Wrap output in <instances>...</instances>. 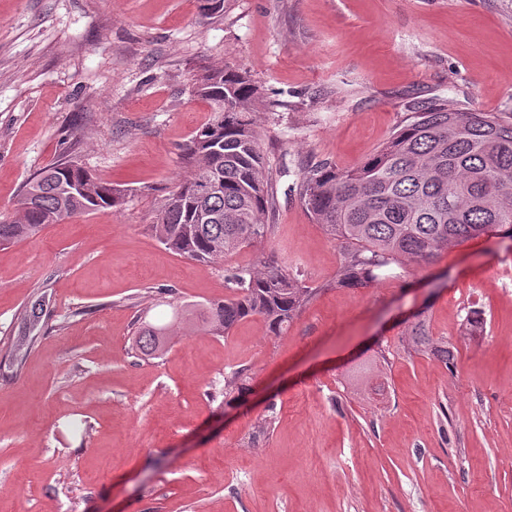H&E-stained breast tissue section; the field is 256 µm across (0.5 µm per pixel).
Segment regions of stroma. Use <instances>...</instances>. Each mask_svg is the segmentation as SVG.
I'll return each mask as SVG.
<instances>
[{"mask_svg": "<svg viewBox=\"0 0 512 512\" xmlns=\"http://www.w3.org/2000/svg\"><path fill=\"white\" fill-rule=\"evenodd\" d=\"M0 0V216L66 158L125 189L121 210L0 246V512H512V239L482 235L361 288L286 189L303 163L361 165L409 99L512 111V0ZM248 71L279 194L272 252L316 293L288 330L174 337L138 321L230 296L224 267L152 234L208 121L205 69ZM48 308L17 338L31 300ZM425 311L450 364L403 333ZM480 312L477 338L462 336ZM251 389L224 402V376Z\"/></svg>", "mask_w": 512, "mask_h": 512, "instance_id": "stroma-1", "label": "stroma"}]
</instances>
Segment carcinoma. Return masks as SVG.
Returning a JSON list of instances; mask_svg holds the SVG:
<instances>
[{"instance_id":"cac0c4a2","label":"carcinoma","mask_w":512,"mask_h":512,"mask_svg":"<svg viewBox=\"0 0 512 512\" xmlns=\"http://www.w3.org/2000/svg\"><path fill=\"white\" fill-rule=\"evenodd\" d=\"M212 118L182 146L187 174L155 210L151 230L186 258L218 263L270 230L277 208L256 113L261 94L249 75L226 64L192 84ZM395 131L358 168L308 164L289 188L307 212L341 245L336 286L371 285L407 261L428 264L459 241L507 229L512 237V112H463L446 99L409 100ZM125 193L93 179L71 160L41 169L26 185L19 218L0 219V244L37 235L64 218L120 209ZM232 296L207 305L167 302L171 320L142 322L134 343L157 358L173 328L227 336L243 320L259 317L280 334L315 295L272 253L248 265L224 268ZM405 336L415 351L450 363L448 341L432 336L416 316ZM250 377H224V401L249 390Z\"/></svg>"}]
</instances>
